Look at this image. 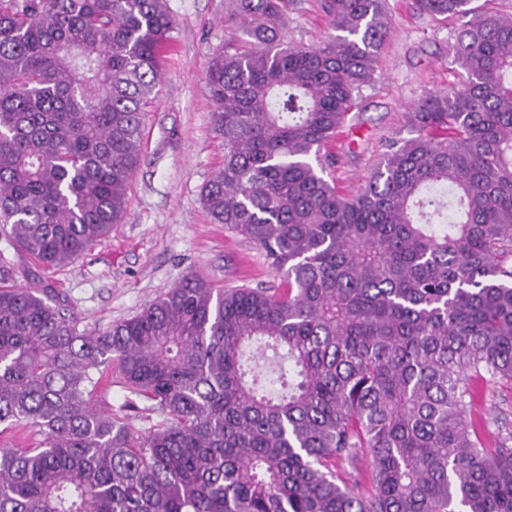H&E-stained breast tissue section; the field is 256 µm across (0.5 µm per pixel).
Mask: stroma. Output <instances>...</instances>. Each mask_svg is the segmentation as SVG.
Instances as JSON below:
<instances>
[{
	"label": "stroma",
	"mask_w": 512,
	"mask_h": 512,
	"mask_svg": "<svg viewBox=\"0 0 512 512\" xmlns=\"http://www.w3.org/2000/svg\"><path fill=\"white\" fill-rule=\"evenodd\" d=\"M320 0H303L282 31L288 42L320 43L328 32ZM173 40L163 50L156 100L145 109L142 160L127 188L128 206L108 237L64 268L53 270L21 255L30 285L55 290L80 329L106 330L139 314L188 272L215 288L275 286L279 279L248 239L215 223L200 200L204 183L224 162V142L212 129L213 103L205 77L210 56L233 31L224 25V0H168ZM392 29L376 79L365 87L331 144L338 161L330 180L351 193L374 167L382 145L411 135L409 112L429 93L460 86L448 46L468 18L420 13L415 0H386ZM97 406L135 432L149 426L146 411L131 407L120 381L99 385ZM489 440L512 431V382L487 384L476 407Z\"/></svg>",
	"instance_id": "1"
}]
</instances>
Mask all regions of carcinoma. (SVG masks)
Wrapping results in <instances>:
<instances>
[{
  "label": "carcinoma",
  "instance_id": "carcinoma-1",
  "mask_svg": "<svg viewBox=\"0 0 512 512\" xmlns=\"http://www.w3.org/2000/svg\"><path fill=\"white\" fill-rule=\"evenodd\" d=\"M300 6L224 0L246 39L206 77L224 164L201 200L282 287L190 273L89 333L52 289L2 284L0 251V426L39 435L0 448V512H512V436L472 416L477 380L512 381V17L474 16L449 46L463 86L345 195L327 147L391 21L323 0L326 39L291 45ZM172 29L167 0H0V225L43 266L121 219ZM114 365L162 417L144 434L91 402Z\"/></svg>",
  "mask_w": 512,
  "mask_h": 512
}]
</instances>
